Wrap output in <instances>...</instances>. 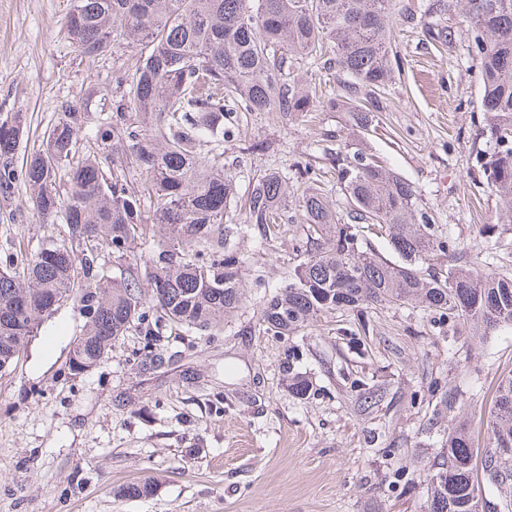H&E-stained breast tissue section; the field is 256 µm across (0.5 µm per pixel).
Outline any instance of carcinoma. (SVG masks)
<instances>
[{
    "instance_id": "carcinoma-1",
    "label": "carcinoma",
    "mask_w": 512,
    "mask_h": 512,
    "mask_svg": "<svg viewBox=\"0 0 512 512\" xmlns=\"http://www.w3.org/2000/svg\"><path fill=\"white\" fill-rule=\"evenodd\" d=\"M396 0H74L66 31L86 55H102L121 40L137 49L131 68L112 82L124 92L103 117L66 106L48 130L43 149L21 166L13 155L23 128L0 122V195L19 185L44 224H62L21 263L0 268V373L9 370L42 321L68 301L85 319L74 341L70 369H91L112 343L137 327L154 342L152 323L217 331L242 301L239 266L224 255V215L236 194L224 172V121L236 112H351L359 133L374 127L392 83L388 44ZM461 33L476 61L482 134L494 143L483 165L491 191L504 202L500 219L512 223V0H464ZM342 73L340 91L309 94L299 70L327 52ZM88 146L76 149L86 128ZM208 147L207 158L198 146ZM130 153L144 177L138 191L106 168ZM347 222H341L314 168L298 167L308 186L299 200L316 248L290 274L288 285L260 311L265 330L287 336L330 310L415 304L466 320L485 336L512 326V274L480 272L464 263L430 278L420 266L448 250L449 237L418 204L414 187L361 148L336 157ZM69 184L60 196L56 184ZM288 217V177L269 171L251 184L243 224L262 235ZM152 224L164 234L146 256L134 243ZM388 229L403 264L363 249V225ZM111 257L145 265L139 277L109 281ZM288 388L304 399L308 381L285 360ZM489 450L478 456L470 426L458 420L443 444L440 467L429 479L432 512H478V473L496 488L512 482V458L496 449L512 443V376L495 392L487 424ZM147 481L119 489L147 497Z\"/></svg>"
}]
</instances>
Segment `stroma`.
I'll return each mask as SVG.
<instances>
[{
  "mask_svg": "<svg viewBox=\"0 0 512 512\" xmlns=\"http://www.w3.org/2000/svg\"><path fill=\"white\" fill-rule=\"evenodd\" d=\"M73 0H0V121L23 115L15 161L41 149L65 106L99 115L121 92L113 72L135 53L113 42L100 56L78 52L65 34ZM397 58L384 110L364 146L411 183L419 206L448 229L454 253L437 254L423 274L447 271L455 252L476 269L497 253L512 272V224L480 168L493 143L482 134L477 66L457 0H397ZM354 123L347 112H243L224 139V170L237 198L224 219L226 250L239 260L243 301L217 335L160 330L147 346L138 328L113 343L95 367L69 369L83 320L65 305L51 314L0 374V512H431L428 480L453 424L443 391H457L484 450L486 420L499 380L512 373V328L473 341L470 325L412 305L363 314L334 311L286 337L265 332L260 309L307 258L315 234L301 213L268 238L239 231L248 185L266 169L288 176V197L303 184L294 171H323L337 212L345 190L333 170ZM27 187L0 197V259L23 258L62 235L41 223ZM314 394L289 392L287 355ZM381 389L366 409L353 383ZM152 482V495L119 488Z\"/></svg>",
  "mask_w": 512,
  "mask_h": 512,
  "instance_id": "35a3bbf8",
  "label": "stroma"
}]
</instances>
